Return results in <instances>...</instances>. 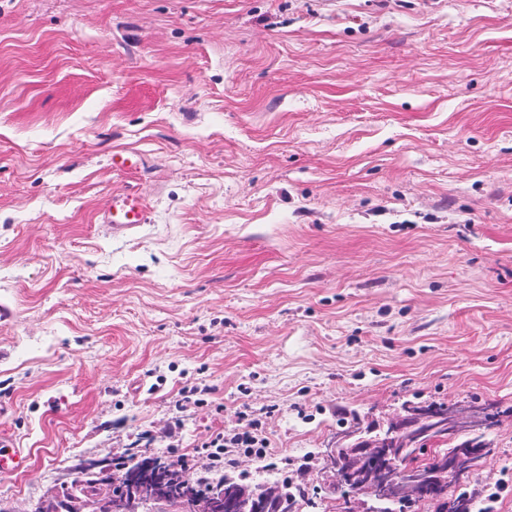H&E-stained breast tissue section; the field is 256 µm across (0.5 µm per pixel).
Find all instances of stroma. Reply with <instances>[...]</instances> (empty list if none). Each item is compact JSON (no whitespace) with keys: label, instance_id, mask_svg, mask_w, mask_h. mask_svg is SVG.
<instances>
[{"label":"stroma","instance_id":"obj_1","mask_svg":"<svg viewBox=\"0 0 512 512\" xmlns=\"http://www.w3.org/2000/svg\"><path fill=\"white\" fill-rule=\"evenodd\" d=\"M411 397L498 407L472 490L512 485V0H0L8 512L254 420L293 470ZM148 209L144 200L135 193H122L112 198V207L103 213L102 223L113 235L135 233L147 222ZM26 463L19 448H12L8 441L0 438V473H11L22 468Z\"/></svg>","mask_w":512,"mask_h":512}]
</instances>
